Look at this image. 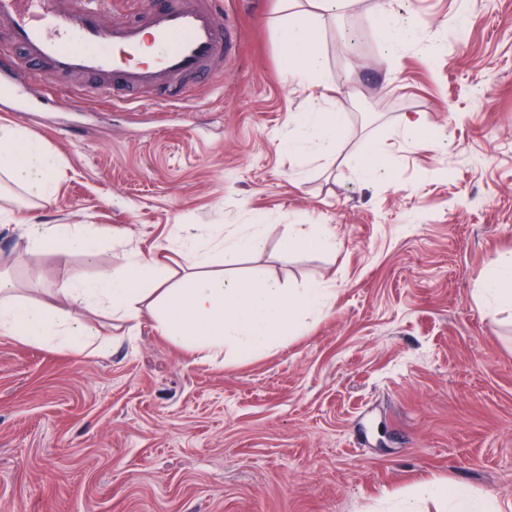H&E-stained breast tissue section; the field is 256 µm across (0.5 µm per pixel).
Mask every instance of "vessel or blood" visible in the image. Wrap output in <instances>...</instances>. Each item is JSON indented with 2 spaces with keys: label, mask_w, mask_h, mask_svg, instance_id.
I'll return each mask as SVG.
<instances>
[{
  "label": "vessel or blood",
  "mask_w": 512,
  "mask_h": 512,
  "mask_svg": "<svg viewBox=\"0 0 512 512\" xmlns=\"http://www.w3.org/2000/svg\"><path fill=\"white\" fill-rule=\"evenodd\" d=\"M218 0H136L130 18L111 21L112 0H0V26L12 47L0 46V70L16 68V51L34 61L7 88L49 90L54 98H85L75 76L93 79L96 98L148 112L177 107L202 76L223 71L230 39ZM157 48L140 62L145 37Z\"/></svg>",
  "instance_id": "1"
}]
</instances>
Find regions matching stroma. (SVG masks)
Listing matches in <instances>:
<instances>
[{
	"label": "stroma",
	"instance_id": "obj_1",
	"mask_svg": "<svg viewBox=\"0 0 512 512\" xmlns=\"http://www.w3.org/2000/svg\"><path fill=\"white\" fill-rule=\"evenodd\" d=\"M418 38L394 56L376 0L325 17L336 152L280 147L313 104L282 62L277 0H224L233 49L223 73L169 112L96 99L0 112L57 158L52 202L0 189L15 224H92L87 277L158 256L170 280L174 225H290L336 233L332 248L243 254L215 267L330 288L331 309L300 316L250 357L201 358L152 323L105 311L93 355L0 337V512H401L427 483L466 488L512 512V315L479 289L512 260V0H386ZM367 31L369 50L343 41ZM426 124L405 143V117ZM374 150L388 175L351 162ZM0 252L21 296L48 300L64 269L48 253Z\"/></svg>",
	"mask_w": 512,
	"mask_h": 512
}]
</instances>
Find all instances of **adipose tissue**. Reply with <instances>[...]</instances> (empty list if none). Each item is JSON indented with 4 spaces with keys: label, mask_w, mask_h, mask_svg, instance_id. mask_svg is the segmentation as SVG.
<instances>
[{
    "label": "adipose tissue",
    "mask_w": 512,
    "mask_h": 512,
    "mask_svg": "<svg viewBox=\"0 0 512 512\" xmlns=\"http://www.w3.org/2000/svg\"><path fill=\"white\" fill-rule=\"evenodd\" d=\"M354 0H278L279 50L288 76L317 95L334 90L331 72L317 37L323 15L349 9ZM292 123L304 137L288 139L289 152L301 154L308 146L321 153L332 150L341 124L333 109L317 108L296 114ZM0 173L29 199L47 204L54 192L56 161L44 145L19 130H0ZM19 242L33 251H48L60 261L75 253L93 256L98 238L86 224H23ZM181 246L186 274L177 287L166 285L163 268L152 256L140 255L122 273L96 279L77 271L66 273L55 288V302L30 303L16 294L13 280L0 274V335L63 348L92 345L97 332L83 318V310L108 306L125 321L152 320L162 335L188 344L193 352L217 354L232 348L242 357L265 350L274 339H284L299 314L321 315L331 308L328 289L318 285L291 290L275 279L228 277L211 268L214 250L228 254L271 249L287 253L302 248L332 247L336 235L322 227L317 235L285 233L268 241L262 225L220 229L217 238L184 241Z\"/></svg>",
    "instance_id": "1"
}]
</instances>
